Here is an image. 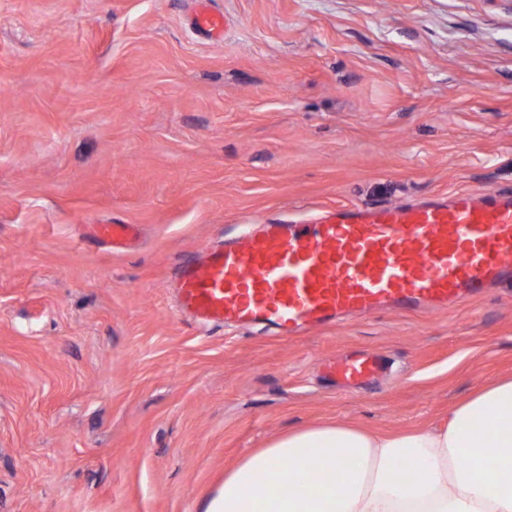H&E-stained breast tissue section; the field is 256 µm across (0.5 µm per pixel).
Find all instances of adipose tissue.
Instances as JSON below:
<instances>
[{"label":"adipose tissue","instance_id":"ef3b65f1","mask_svg":"<svg viewBox=\"0 0 512 512\" xmlns=\"http://www.w3.org/2000/svg\"><path fill=\"white\" fill-rule=\"evenodd\" d=\"M205 512H512V378L440 425L282 434L225 472Z\"/></svg>","mask_w":512,"mask_h":512}]
</instances>
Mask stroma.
Returning <instances> with one entry per match:
<instances>
[{"mask_svg":"<svg viewBox=\"0 0 512 512\" xmlns=\"http://www.w3.org/2000/svg\"><path fill=\"white\" fill-rule=\"evenodd\" d=\"M209 3L223 40L194 0H0V512H203L287 430H406L512 376V286L292 337L171 288L244 223L512 193V0ZM363 350L378 385L325 378ZM193 24L198 30L216 40L224 38V26L226 25L224 14L213 12L206 3L199 4L193 15ZM95 233L111 248L124 245L133 234L132 224H95Z\"/></svg>","mask_w":512,"mask_h":512,"instance_id":"35a3bbf8","label":"stroma"}]
</instances>
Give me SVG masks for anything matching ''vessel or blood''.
<instances>
[{
  "mask_svg": "<svg viewBox=\"0 0 512 512\" xmlns=\"http://www.w3.org/2000/svg\"><path fill=\"white\" fill-rule=\"evenodd\" d=\"M194 26L220 40L223 14L199 4ZM110 247L129 224H99ZM512 285V195L457 193L445 201L371 208L353 204L311 222L247 230L229 245L203 246L184 261L177 305L212 325L264 324L295 336L341 315L446 309L489 288ZM385 373L379 356L337 360L336 384L356 387Z\"/></svg>",
  "mask_w": 512,
  "mask_h": 512,
  "instance_id": "vessel-or-blood-1",
  "label": "vessel or blood"
}]
</instances>
